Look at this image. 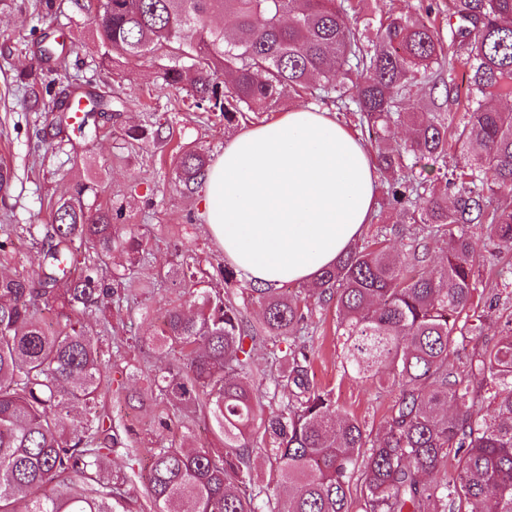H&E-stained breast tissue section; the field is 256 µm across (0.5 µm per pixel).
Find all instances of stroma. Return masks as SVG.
<instances>
[{"label": "stroma", "instance_id": "stroma-1", "mask_svg": "<svg viewBox=\"0 0 512 512\" xmlns=\"http://www.w3.org/2000/svg\"><path fill=\"white\" fill-rule=\"evenodd\" d=\"M38 4L39 0H0V160L14 171L11 193L0 200V224H52L58 201L81 187L88 207L118 208L121 231L134 229L148 236L153 261L137 272L120 318L111 319L103 333L113 352L112 382L102 403L121 423L112 469L143 471L150 465L148 449L157 447L166 434L161 426L164 419H171L175 433L196 445L216 441L212 424L203 415H177L168 402L156 398L150 378L165 363L142 350L140 339L153 334L170 306L185 300L181 288L159 279L160 271L192 257L205 271L206 289L224 287L217 274L218 266L225 263L224 251L198 216V198L176 190L174 158L187 146L217 159L240 126L195 109L185 92L166 87L158 59L130 60L116 54L109 62H101L96 28L72 0H56L57 10L49 15L40 13ZM423 13L429 14L440 35H447L448 0L370 2L376 21L391 14ZM46 33L64 37L69 51L62 65L42 75L49 89L46 101L85 84L111 96L112 109L98 116L96 129L80 132L59 124L57 113L32 111L25 102L17 76L31 69L30 48ZM155 120L173 132L167 145L128 138L129 128ZM508 264H512V249L505 247L497 261L487 264L477 290L480 310L491 314L484 331L490 343L512 318V287H503L496 275L499 266ZM312 311L308 339L314 384L332 390L342 411L378 428L388 415L393 392L343 377L336 308L316 304ZM128 447L140 449L137 460L126 457Z\"/></svg>", "mask_w": 512, "mask_h": 512}]
</instances>
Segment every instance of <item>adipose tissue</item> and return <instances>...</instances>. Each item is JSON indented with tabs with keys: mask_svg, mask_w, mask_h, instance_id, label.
Listing matches in <instances>:
<instances>
[{
	"mask_svg": "<svg viewBox=\"0 0 512 512\" xmlns=\"http://www.w3.org/2000/svg\"><path fill=\"white\" fill-rule=\"evenodd\" d=\"M378 188L361 140L299 105L225 144L204 175L201 216L252 286L311 283L361 238Z\"/></svg>",
	"mask_w": 512,
	"mask_h": 512,
	"instance_id": "1",
	"label": "adipose tissue"
}]
</instances>
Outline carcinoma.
<instances>
[{
    "label": "carcinoma",
    "mask_w": 512,
    "mask_h": 512,
    "mask_svg": "<svg viewBox=\"0 0 512 512\" xmlns=\"http://www.w3.org/2000/svg\"><path fill=\"white\" fill-rule=\"evenodd\" d=\"M94 14L104 59L164 57L165 85L193 107L232 123L247 112H274L285 93L355 107L375 131V163L387 181L397 224L420 225L402 254L378 245L350 250L313 287L317 302L335 303L343 374L394 387L397 395L377 434L341 411L333 391L315 385L304 331L312 310L275 289H241L263 306L261 325L245 320L229 293L199 287L195 261L166 272L190 289L189 307L170 308L157 333L143 339L168 360L153 377L161 399L180 412L206 409L224 450L192 447L168 436L150 449L142 480L156 512H350L347 492L361 477V512H512V320L491 345L474 349L463 370L448 366L455 336L479 340L484 318L474 292L484 256L471 228L485 224L497 244L512 247V109L483 98H512V0H450L449 43L422 17L393 15L363 40L344 0H74ZM220 16L227 26L212 29ZM65 45L43 39L42 60ZM467 68L471 95L463 117L434 96L443 71ZM21 86L39 97L33 71ZM426 84L433 111L404 108ZM405 126L411 137L383 142ZM164 142L163 124L128 132ZM464 165L448 170V150ZM442 161L431 179L410 176L409 160ZM209 156L185 150L176 160L182 194L202 186ZM80 188L60 202L54 224L0 225V252L24 234L40 246L34 275H0V512H125L128 474H112L119 445L112 418L99 409L111 384L103 341L86 321L120 306L131 271L150 255L149 241L117 233L112 209L94 211ZM445 251L437 276L417 270L432 248ZM124 272H108L112 252ZM272 343L280 375L263 388L250 369L246 342ZM288 395L282 410L258 416L264 400ZM84 408L79 421L71 408ZM271 440L265 452L287 494L246 492L255 484L250 458L255 428ZM457 459L453 476L436 479L440 462Z\"/></svg>",
    "instance_id": "1"
}]
</instances>
